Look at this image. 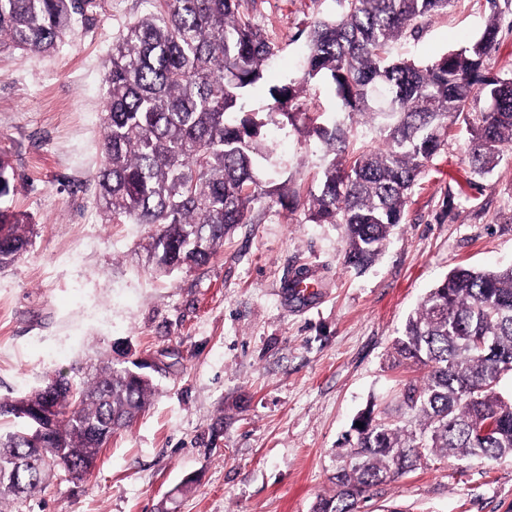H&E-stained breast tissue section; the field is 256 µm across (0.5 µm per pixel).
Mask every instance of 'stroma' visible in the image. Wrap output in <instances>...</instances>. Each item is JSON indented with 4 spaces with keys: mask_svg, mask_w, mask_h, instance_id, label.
Masks as SVG:
<instances>
[{
    "mask_svg": "<svg viewBox=\"0 0 512 512\" xmlns=\"http://www.w3.org/2000/svg\"><path fill=\"white\" fill-rule=\"evenodd\" d=\"M56 50L0 51V154L14 169L8 204L32 230L0 270V401L47 379L79 381L105 364L150 361L154 392L102 448L92 472L58 471L8 512H312L334 494L339 440L366 409L393 405L412 370L391 346L427 292L457 266H512V161L476 175L453 132L421 173L403 224L364 270L343 262L344 229L275 205L237 225L211 262L169 274L144 260L147 228L106 223L96 198L102 81L114 38L148 0H98ZM335 0H258L279 52L269 86L298 77L312 20ZM503 31L495 71L512 73V0H455L392 54L427 63L467 46L491 15ZM266 186L317 192L314 138L263 113ZM301 270L319 296L299 308ZM360 512H512V457H448L377 487Z\"/></svg>",
    "mask_w": 512,
    "mask_h": 512,
    "instance_id": "stroma-1",
    "label": "stroma"
}]
</instances>
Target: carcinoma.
I'll return each instance as SVG.
<instances>
[{
  "label": "carcinoma",
  "mask_w": 512,
  "mask_h": 512,
  "mask_svg": "<svg viewBox=\"0 0 512 512\" xmlns=\"http://www.w3.org/2000/svg\"><path fill=\"white\" fill-rule=\"evenodd\" d=\"M257 0H152L127 24L105 63L103 163L97 201L109 224L150 228L147 254L159 272L208 264L264 199L307 208L315 224L345 227L344 263L370 264L403 223L417 179L453 129L469 134L466 160L484 175L512 147V75L492 72L499 26L469 46L420 66L391 46L418 19L454 0H336L337 16L302 31L299 78L265 88L277 43L253 21ZM96 0H0V50L46 52L90 18ZM327 81L341 111L362 116L377 146L356 151L350 128L319 123L308 86ZM387 90L382 108L375 89ZM263 92L286 125L305 127L331 156L318 191L304 200L287 183L269 190L253 168L264 155L263 123L248 105ZM30 225L0 208V269L26 250ZM397 365L422 371L394 407L360 416L336 450V492L313 512H358L372 489L423 459L512 456V266L455 267L431 289L393 343ZM57 411L36 427L0 434V504L44 489L48 471L88 474L104 444L145 409L153 389L130 368L105 365L76 384L56 379Z\"/></svg>",
  "instance_id": "cac0c4a2"
}]
</instances>
